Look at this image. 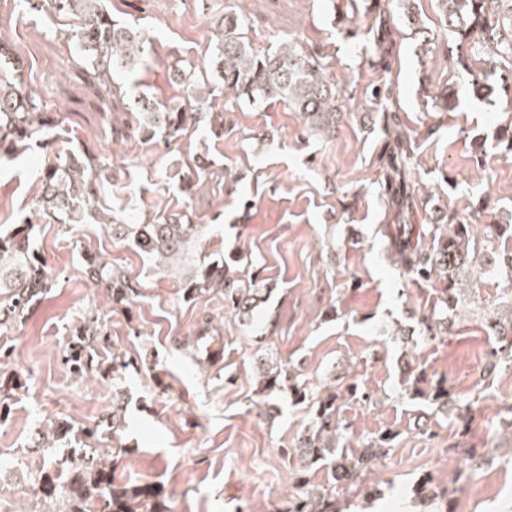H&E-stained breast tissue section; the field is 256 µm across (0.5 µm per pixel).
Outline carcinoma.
Here are the masks:
<instances>
[{
	"instance_id": "carcinoma-1",
	"label": "carcinoma",
	"mask_w": 512,
	"mask_h": 512,
	"mask_svg": "<svg viewBox=\"0 0 512 512\" xmlns=\"http://www.w3.org/2000/svg\"><path fill=\"white\" fill-rule=\"evenodd\" d=\"M440 12L448 30L459 42L476 43L488 49L491 57L512 58V0H438ZM59 13L77 17V27L71 39L87 53L99 75L112 78L114 72H133L149 54L150 39L140 29L119 23L103 9L102 0H52ZM217 44L211 61L212 84L233 91L256 105L286 103L303 114L309 126L326 134L336 123V89L312 55L298 50L293 42H282L275 51L261 54L244 40L245 19L226 13L217 17ZM471 86L476 96L488 95L492 89L508 91L509 75L492 67L470 72ZM178 76L188 85L198 103L195 111L162 107L141 97L136 100L140 113L138 130L151 138L169 141L182 135L188 120L211 122L215 112L206 105V96L196 92L200 81L182 69ZM56 121L44 111L39 101L22 83L0 81V149L9 146L27 149L31 145L44 146L52 142ZM105 164L96 155L85 162L63 156L46 164L41 171L45 189L44 199L52 217L64 224H82L88 211L98 205L99 223L112 231L129 237L135 246L155 259L163 267L182 262L192 265L190 275L183 280L186 298L193 299L205 293L221 292L224 300L235 305L250 318L255 311L259 289L254 275H245L248 258L243 253L199 261L193 250L203 230L200 224H184L180 220H166L158 224H121L112 216V210L101 200L102 177ZM443 231L432 235V243L425 247L408 243L399 246L398 256L407 271L421 278L439 272L447 279L431 316L425 318L428 336L448 332L449 321L458 311L456 285L461 271L467 266V245L474 236L475 225L458 219L457 215L443 213ZM38 233V225L27 221L14 225L11 232L0 234V316L5 326L9 319L22 312L39 293L52 287L40 258L30 249ZM86 266L103 288L112 290V301L127 299V284L112 270V264L98 255H89ZM488 329L500 344V352L512 358V322L504 325L495 320ZM257 393L267 397L285 389L290 373L281 367H256ZM412 381L408 391L413 398L448 405L451 397L448 387L434 385L426 371L414 366L409 371ZM291 397L308 404L314 415L308 431L295 448L299 461L314 464L331 460L340 464L347 482H355L362 472L373 469L387 455L390 435L382 434L371 442L364 455L358 458L336 455V441L342 433L336 425L337 393L322 394L306 383L291 386ZM98 441V428L74 427L60 421L41 430L39 447L55 448L72 445L91 448ZM40 492L46 503L62 500V512H163L161 504L147 487L117 485L112 472L101 458L76 462L69 456L51 460L41 476ZM300 481V494L291 500L289 512H336V501L324 488L316 493Z\"/></svg>"
}]
</instances>
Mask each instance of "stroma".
Segmentation results:
<instances>
[{
    "mask_svg": "<svg viewBox=\"0 0 512 512\" xmlns=\"http://www.w3.org/2000/svg\"><path fill=\"white\" fill-rule=\"evenodd\" d=\"M398 0L384 13L371 0H109L114 18L151 37L149 67L102 79L67 39L74 20L47 0H0V40L12 44L0 76L20 73L59 125L52 148L0 155V225L38 224L34 249L53 280L10 327H0V512H50L38 493L47 453L28 443L52 421L98 425L116 484H153L169 512H288L301 479L332 487L338 512H425L422 477L452 512H512V360L494 356L489 320L512 322V276L476 265L459 290L447 334L430 339L422 320L445 283L399 268L400 225L433 231L444 208L474 224L477 248L491 224H512V153L498 143L512 122V92L474 96L470 71L492 59L474 47L459 64L437 0H414L424 37L412 36ZM225 10L247 20L245 40L266 52L284 41L313 54L338 89L336 126L304 130L284 104L254 106L214 93L222 135L190 126L175 142L146 140L134 98L188 106L179 66L204 70ZM194 20L192 28L181 18ZM453 95L454 111L432 96ZM402 134L410 209L388 189L393 138ZM105 159L103 194L121 222L179 218L202 225L195 255L249 253L269 298L253 320L222 293L186 299L183 275L161 267L103 224H59L43 212L40 171L52 151ZM196 168L185 194L179 177ZM97 254L128 279L127 301L92 283L84 258ZM101 332L84 335L89 322ZM402 337H394V330ZM224 338V363L199 360L203 331ZM81 351L83 374L69 362ZM125 362L113 364V354ZM335 384L345 454L380 433L394 435L384 463L336 485L331 469L299 468L293 451L313 412L288 395L257 393L258 360ZM424 364L456 401L411 398L404 362ZM124 396L125 424L113 431L112 393ZM468 400V426L459 403Z\"/></svg>",
    "mask_w": 512,
    "mask_h": 512,
    "instance_id": "1",
    "label": "stroma"
}]
</instances>
